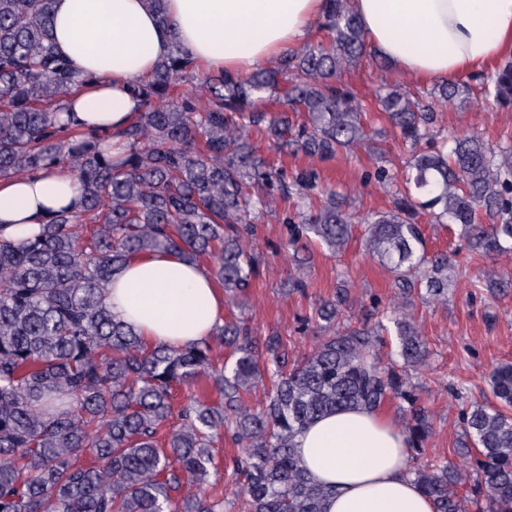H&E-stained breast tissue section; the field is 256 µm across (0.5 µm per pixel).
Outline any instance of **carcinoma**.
Returning a JSON list of instances; mask_svg holds the SVG:
<instances>
[{"label":"carcinoma","mask_w":512,"mask_h":512,"mask_svg":"<svg viewBox=\"0 0 512 512\" xmlns=\"http://www.w3.org/2000/svg\"><path fill=\"white\" fill-rule=\"evenodd\" d=\"M52 28L49 0H0V177L65 165L83 196L79 212L55 215L22 244L0 235V512H224V498L206 491L220 432L245 448L233 459L239 512H324L330 491L302 468L296 435L325 414L377 410L390 398L407 403L402 428L413 455L424 454L431 415L407 371L425 364L428 349L406 317L338 324L347 294L320 299L314 317L329 334L293 363L279 336L261 343L245 322H226L215 336L229 355L216 369L208 339L147 345L112 316L106 288L130 257L174 252L209 263L228 299L244 305L257 273L245 238L279 198L286 248L308 253L318 242L339 253L359 226L406 299H438L453 265L428 256L418 210L458 225L482 255L511 251L512 147L497 151L474 132L445 138L413 155L392 208L345 212L319 174L267 163L249 136L322 160L365 140L370 120L338 83L366 47L347 0H327L320 28L329 41L289 51L272 69L217 73L203 102L173 95L196 73L175 46L134 87L143 111L115 144L59 119L79 80L56 56ZM477 81L423 95L395 87L379 97V117L416 145L434 140L435 101L512 106V60ZM268 100L292 116L268 111ZM386 320L400 366L383 365ZM202 379L219 403L195 399L174 411L173 386ZM264 380L265 399L244 405ZM489 383L494 400L460 410L465 472L446 461L410 469L436 512H512V363L495 366ZM174 417L179 427L160 440ZM189 479L196 492L173 499Z\"/></svg>","instance_id":"carcinoma-1"}]
</instances>
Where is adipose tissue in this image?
I'll list each match as a JSON object with an SVG mask.
<instances>
[{
	"label": "adipose tissue",
	"instance_id": "ef3b65f1",
	"mask_svg": "<svg viewBox=\"0 0 512 512\" xmlns=\"http://www.w3.org/2000/svg\"><path fill=\"white\" fill-rule=\"evenodd\" d=\"M368 46L417 84L485 74L512 53V0H350ZM325 0H50L53 44L96 78L73 91L64 117L99 134L128 125L141 107L131 89L181 46L197 70L242 75L301 45ZM81 184L67 169L0 178V230L15 241L55 214L79 211ZM113 314L150 345L173 349L211 338L224 295L203 265L174 253L132 258L108 288ZM302 467L329 488L325 512H435L414 482L401 426L379 410L328 414L295 439Z\"/></svg>",
	"mask_w": 512,
	"mask_h": 512
}]
</instances>
